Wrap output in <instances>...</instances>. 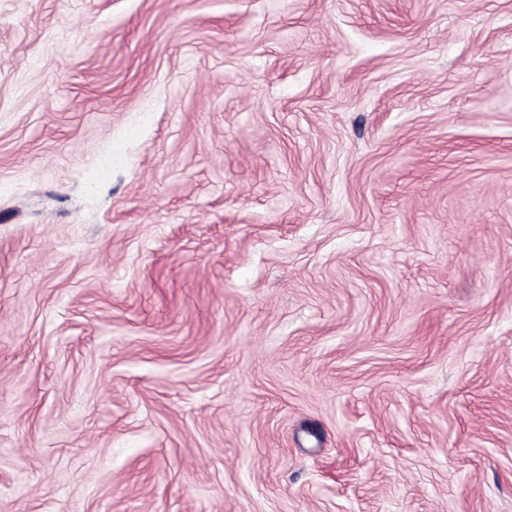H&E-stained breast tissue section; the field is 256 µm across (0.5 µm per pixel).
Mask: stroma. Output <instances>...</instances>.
I'll list each match as a JSON object with an SVG mask.
<instances>
[{"label":"stroma","mask_w":512,"mask_h":512,"mask_svg":"<svg viewBox=\"0 0 512 512\" xmlns=\"http://www.w3.org/2000/svg\"><path fill=\"white\" fill-rule=\"evenodd\" d=\"M0 512H512V0H0Z\"/></svg>","instance_id":"obj_1"}]
</instances>
